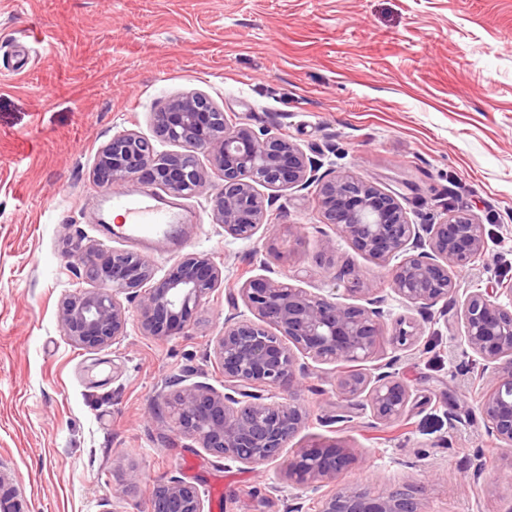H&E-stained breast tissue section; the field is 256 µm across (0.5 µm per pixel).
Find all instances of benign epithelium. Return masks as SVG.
<instances>
[{
    "label": "benign epithelium",
    "mask_w": 512,
    "mask_h": 512,
    "mask_svg": "<svg viewBox=\"0 0 512 512\" xmlns=\"http://www.w3.org/2000/svg\"><path fill=\"white\" fill-rule=\"evenodd\" d=\"M155 139L186 147L160 151L152 139L132 130L116 134L97 153L93 183L107 191L136 181L188 197L206 189L196 153L206 154L222 177L209 193L214 221L234 239L250 240L267 221L277 200L258 186L303 190L317 184L324 223L350 240L366 257L389 267L394 292L419 313L448 305L463 326V340L482 360L479 377L490 389L476 400V410L506 455L512 454V310L497 296L475 291L456 299L452 270L466 266L485 249V226L466 215L443 224H414L392 194L350 175H318L322 163L288 139L258 134L228 120L224 111L200 92L170 100L152 113ZM91 289L76 291L61 303L60 320L68 340L94 351L127 336L129 316L120 295L137 302L136 322L147 336L167 337L186 331L209 296L224 283L223 270L208 256L189 253L161 277L147 259L98 245L72 251ZM255 319L231 313L215 340L213 353L224 369V389L194 385L167 401L173 428L210 453L255 467L273 459L305 425L306 414L294 403L309 365L358 363L370 359L386 339L395 351L411 347L417 333L396 323L385 336L383 300L377 289H362L366 305H346L269 277L247 279L239 289ZM288 392L286 402H268L263 391ZM336 394L347 401L364 397L372 417L388 424L407 412L410 390L392 372L336 376ZM354 454L336 443L296 449L288 480L318 489L319 512H422L408 489L374 499L362 490L336 486V478ZM180 504L181 512H204L199 489L178 478L160 485Z\"/></svg>",
    "instance_id": "benign-epithelium-1"
}]
</instances>
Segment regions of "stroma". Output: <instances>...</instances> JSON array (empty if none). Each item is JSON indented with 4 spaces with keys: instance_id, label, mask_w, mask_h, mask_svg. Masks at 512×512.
<instances>
[{
    "instance_id": "obj_1",
    "label": "stroma",
    "mask_w": 512,
    "mask_h": 512,
    "mask_svg": "<svg viewBox=\"0 0 512 512\" xmlns=\"http://www.w3.org/2000/svg\"><path fill=\"white\" fill-rule=\"evenodd\" d=\"M189 91L322 151L323 176L396 193L412 223L454 211L484 224L485 253L454 279L512 308V0H0V480L23 512H152L173 477L199 488L204 512H317L318 491L284 466L322 441L366 457L340 485L382 497L407 480L423 512H512V463L474 411L483 383L461 324L398 297L387 268L323 223L315 187L283 191L273 227L249 240L214 224L205 195L178 199L199 231L150 262L199 253L224 270L188 331L146 336L132 320L96 351L67 339L60 303L91 286L67 248H136L104 218L97 152L125 130L152 136L153 112ZM266 275L352 305L359 279L385 297L386 327L416 325L417 347L372 358L409 386L401 420L337 396L346 364L315 363L298 395L308 419L272 461L224 460L173 429L166 395L223 390L209 351L230 296Z\"/></svg>"
}]
</instances>
